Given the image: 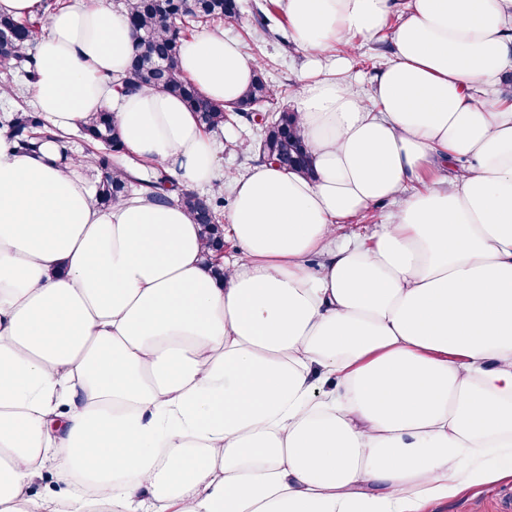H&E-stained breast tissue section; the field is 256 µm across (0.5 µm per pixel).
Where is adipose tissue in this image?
<instances>
[{"label":"adipose tissue","instance_id":"obj_1","mask_svg":"<svg viewBox=\"0 0 512 512\" xmlns=\"http://www.w3.org/2000/svg\"><path fill=\"white\" fill-rule=\"evenodd\" d=\"M284 4L311 69L392 44L369 96L302 86L311 179L221 170L182 101L115 96L126 11L73 0L39 33L53 127L114 110L128 152L231 189L235 250L215 280L177 202L101 208L83 156L0 132V512H425L512 478V105L477 95L512 75V0H409L395 26L393 0ZM257 67L219 30L182 49L224 105ZM396 204L389 201L370 211L352 219L354 224L347 226L345 232H356L364 237H369L373 231V224H380L395 210Z\"/></svg>","mask_w":512,"mask_h":512}]
</instances>
